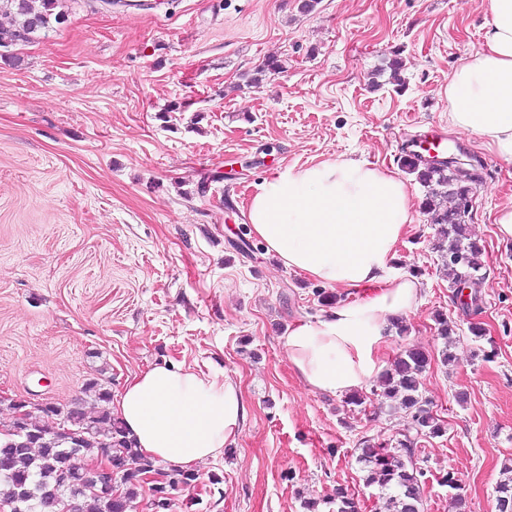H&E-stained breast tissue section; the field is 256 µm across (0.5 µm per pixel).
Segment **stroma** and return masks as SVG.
Segmentation results:
<instances>
[{
  "label": "stroma",
  "mask_w": 512,
  "mask_h": 512,
  "mask_svg": "<svg viewBox=\"0 0 512 512\" xmlns=\"http://www.w3.org/2000/svg\"><path fill=\"white\" fill-rule=\"evenodd\" d=\"M302 4L163 0L136 17L120 0H65L66 22L0 60V411L19 398L71 404L92 379L116 396L164 361L225 373L246 405L242 430L173 491L170 512H307L311 500L332 512L341 486L360 512H386L359 446H395L411 417L370 388L355 406L301 380L282 338L330 311L329 290L268 255L245 216L279 168L365 161L411 193L392 267L422 289L388 344L428 355L420 390L447 427L419 443L424 512H496L512 458V243L494 219L512 204V162L452 128L447 95L482 46L481 0ZM271 59L281 70L263 72ZM433 129L486 172L470 221L485 246L474 318L441 271L425 190L401 167L402 143ZM439 314L458 326L448 347ZM445 471L461 508L436 482Z\"/></svg>",
  "instance_id": "1"
}]
</instances>
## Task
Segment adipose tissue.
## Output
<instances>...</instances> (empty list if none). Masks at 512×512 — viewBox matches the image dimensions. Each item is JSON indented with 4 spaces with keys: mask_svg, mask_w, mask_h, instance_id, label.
<instances>
[{
    "mask_svg": "<svg viewBox=\"0 0 512 512\" xmlns=\"http://www.w3.org/2000/svg\"><path fill=\"white\" fill-rule=\"evenodd\" d=\"M483 44L448 81L449 118L512 161V0H483ZM253 232L280 262L332 288L369 296L288 328L283 346L312 390L345 395L387 366L385 334L416 306L420 282L389 263L412 224L399 175L354 160L275 171L247 204ZM144 456L193 470L236 443L246 416L238 384L169 362L129 379L112 404Z\"/></svg>",
    "mask_w": 512,
    "mask_h": 512,
    "instance_id": "obj_1",
    "label": "adipose tissue"
}]
</instances>
